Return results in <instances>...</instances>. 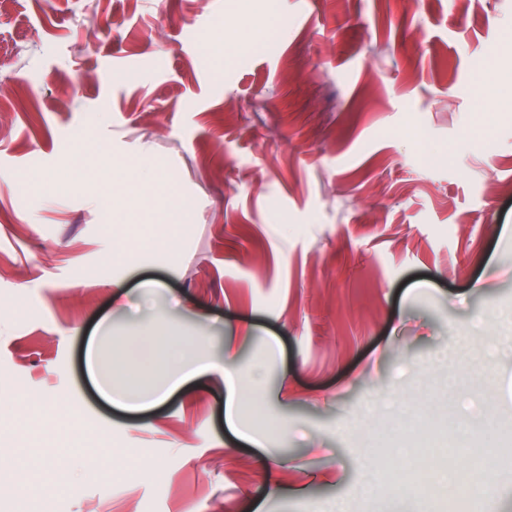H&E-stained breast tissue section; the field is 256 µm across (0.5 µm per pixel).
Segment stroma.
I'll return each instance as SVG.
<instances>
[{"mask_svg": "<svg viewBox=\"0 0 512 512\" xmlns=\"http://www.w3.org/2000/svg\"><path fill=\"white\" fill-rule=\"evenodd\" d=\"M509 36L512 0L0 13V512H457L394 460L411 418L458 471L512 455ZM92 345L147 391L185 350L233 364L262 444L211 373L114 407Z\"/></svg>", "mask_w": 512, "mask_h": 512, "instance_id": "35a3bbf8", "label": "stroma"}]
</instances>
